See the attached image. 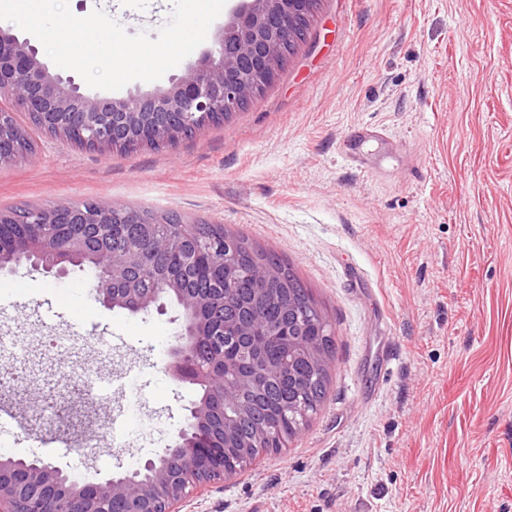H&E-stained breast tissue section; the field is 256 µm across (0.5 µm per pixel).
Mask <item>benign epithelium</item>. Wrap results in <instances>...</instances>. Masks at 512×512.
Returning <instances> with one entry per match:
<instances>
[{
    "mask_svg": "<svg viewBox=\"0 0 512 512\" xmlns=\"http://www.w3.org/2000/svg\"><path fill=\"white\" fill-rule=\"evenodd\" d=\"M315 0H242L217 39L169 86L124 97L90 96L71 75L50 71L30 41L0 29V91L14 97L33 122L63 140L76 134L82 145L110 150L112 144L142 140L173 146L185 138V128L213 123L245 107L279 76L281 51L296 42L313 11ZM27 136L12 113L0 110V164L15 161ZM0 224H30V232L0 247V267L23 261L54 277L67 266L88 259L95 299L107 308L132 313L176 296L184 321L179 345L165 370L174 380L205 386L224 373V327L216 310L222 297L186 301L174 281L159 279L149 292L140 291L131 272L153 270V253L182 254V241L173 233L154 252L112 249V225L152 226L134 208H115L106 200L44 206L19 217L0 209ZM214 340L221 348L210 358L197 359V347ZM224 399L206 396L188 408L186 423L172 444L155 460L119 472L101 482H87L35 459L27 463L0 456V512H112V500L123 499L128 512H180L179 505L199 486L224 480L206 459L210 450L198 442L200 431Z\"/></svg>",
    "mask_w": 512,
    "mask_h": 512,
    "instance_id": "obj_1",
    "label": "benign epithelium"
}]
</instances>
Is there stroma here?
<instances>
[{
  "label": "stroma",
  "instance_id": "1",
  "mask_svg": "<svg viewBox=\"0 0 512 512\" xmlns=\"http://www.w3.org/2000/svg\"><path fill=\"white\" fill-rule=\"evenodd\" d=\"M156 34L171 0H68ZM0 164V208L105 200L279 255L332 326L326 399L275 454L188 497L181 512H512V0H317L281 76L226 122L129 154L56 138ZM362 126L386 140L354 144ZM87 274L0 267V455L98 482L155 457L199 386L164 365L182 324L167 301H95ZM126 374L135 405L97 452L23 423L63 362Z\"/></svg>",
  "mask_w": 512,
  "mask_h": 512
}]
</instances>
